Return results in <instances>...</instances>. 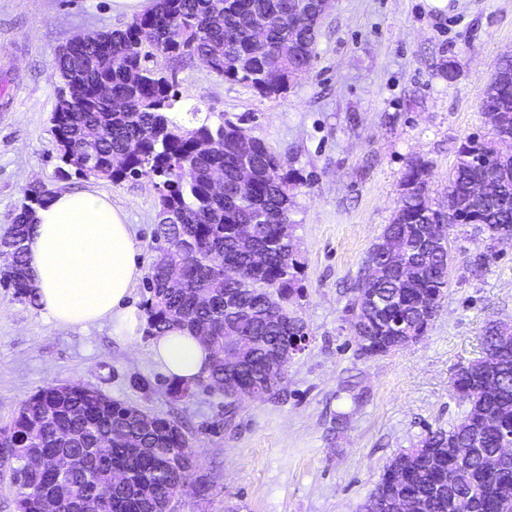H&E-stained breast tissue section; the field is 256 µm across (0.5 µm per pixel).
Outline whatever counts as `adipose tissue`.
<instances>
[{
  "label": "adipose tissue",
  "instance_id": "ef3b65f1",
  "mask_svg": "<svg viewBox=\"0 0 512 512\" xmlns=\"http://www.w3.org/2000/svg\"><path fill=\"white\" fill-rule=\"evenodd\" d=\"M38 310L56 327H88L107 321L127 340L141 327L130 301L142 276L127 213L107 196L88 191L53 194L37 208L27 242ZM152 362L171 380L194 384L205 376L211 351L185 329L153 337Z\"/></svg>",
  "mask_w": 512,
  "mask_h": 512
}]
</instances>
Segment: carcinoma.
<instances>
[{"mask_svg": "<svg viewBox=\"0 0 512 512\" xmlns=\"http://www.w3.org/2000/svg\"><path fill=\"white\" fill-rule=\"evenodd\" d=\"M315 0H152L149 10L125 28L95 32L58 50L51 74L57 104L49 121L60 161L81 177L114 183L150 179L158 191L153 231V261L146 277V333L154 336L182 327L207 337L211 351L222 349L234 330L252 337L241 354L236 376L228 381L224 365L211 362L204 380L224 395V425L234 422L242 401L238 385L254 387L261 400L280 391L259 378L264 361L293 337L310 338L303 319L291 309L301 297V263L291 240L278 229L295 208L296 171L261 140L243 134L228 120L188 128L171 117L180 101L174 75L149 66L159 55L176 62L198 59L226 79L270 96L287 89L297 73L309 71L319 29L312 19L297 22ZM292 53L272 70L265 54L283 44ZM480 106L491 127L489 137H468L448 172V198L433 207L427 195L429 163L411 162L402 177L398 206L382 236L393 256L381 261L376 282L355 289L348 323L364 357L400 351L416 342L435 319L448 287L450 251L420 258L425 226L473 224L489 241L512 233V156L498 141L512 137V56H505L484 89ZM96 159L93 168L85 159ZM251 180L238 190L240 168ZM220 174L224 194L212 191ZM490 179L496 191H478ZM51 195L42 186L24 194L12 224L0 234V283L20 300L35 298L26 262V241L36 208ZM238 224L260 227L256 263L239 249ZM179 265V279L167 266ZM508 326L486 328L483 355L460 367L452 388L468 412L449 430L429 432L386 467L361 506L374 508L379 495L407 500L415 512H457L469 496L473 512H512V349L497 355ZM496 371L491 389L479 388L474 375L485 366ZM141 408L113 400L80 383L48 384L25 399L11 421L0 426V469L15 490L17 512H176L188 493L205 501L213 484L205 477L188 483L193 463L191 439L183 425L156 417L141 429ZM470 453L457 458L447 448ZM72 452L83 456L86 471L60 479L30 466L37 454ZM499 454L491 473L485 459Z\"/></svg>", "mask_w": 512, "mask_h": 512, "instance_id": "carcinoma-1", "label": "carcinoma"}]
</instances>
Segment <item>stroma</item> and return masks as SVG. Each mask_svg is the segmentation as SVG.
Listing matches in <instances>:
<instances>
[{"label":"stroma","instance_id":"stroma-1","mask_svg":"<svg viewBox=\"0 0 512 512\" xmlns=\"http://www.w3.org/2000/svg\"><path fill=\"white\" fill-rule=\"evenodd\" d=\"M132 19L113 0H0V233L30 187L95 191L126 211L140 264L150 267L158 204L152 183L61 178L49 122L57 51ZM507 52L512 0H446L441 7L432 0H334L309 73L276 98L197 60L154 59L155 68L176 72L178 118L189 119L195 107L225 115L298 173L291 232L303 295L296 310L310 342L290 363L280 400L245 401L230 431L223 395L206 384L171 398L169 378L148 355L150 337L116 341L107 322L53 327L37 306L0 286V423L42 386L82 383L192 432L196 473L214 488L204 502L182 496L178 512H360L401 450L463 416L468 406L453 394L454 372L481 357L490 324L512 325V243L486 253L482 275H474L471 262L485 251L468 226L448 232V290L418 342L366 358L347 321L408 163L429 161V194L443 204L458 144L488 131L480 95ZM448 61L457 72L451 83L440 75ZM350 380L365 394L361 403L345 390ZM337 414L344 417L338 430Z\"/></svg>","mask_w":512,"mask_h":512}]
</instances>
